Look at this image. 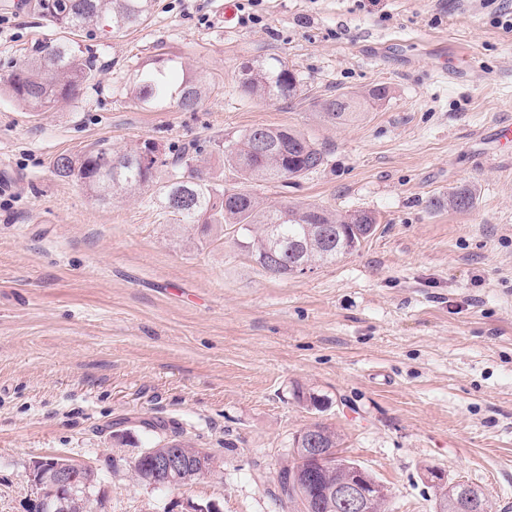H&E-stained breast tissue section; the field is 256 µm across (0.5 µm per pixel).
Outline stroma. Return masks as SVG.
<instances>
[{
	"mask_svg": "<svg viewBox=\"0 0 512 512\" xmlns=\"http://www.w3.org/2000/svg\"><path fill=\"white\" fill-rule=\"evenodd\" d=\"M0 0V77L81 35ZM512 0H154L98 32L79 98L33 112L0 93V512H26L28 468L62 456L105 479V512H288L278 472L320 419L388 491V512H435V474L512 512ZM278 58L284 102L244 92ZM206 86L194 110L138 101L141 70ZM389 89L352 121L317 104ZM264 126L303 131L325 165L255 182L271 203L373 212L353 255L300 277L262 272L232 241L190 242L152 192L109 203L55 175L108 140L169 150ZM473 192V208L436 207ZM326 400L323 412L296 387ZM177 423L216 472L141 484L129 462ZM241 85L250 95L287 100L297 95L300 83L293 69L274 59L272 63L244 67Z\"/></svg>",
	"mask_w": 512,
	"mask_h": 512,
	"instance_id": "1",
	"label": "stroma"
}]
</instances>
